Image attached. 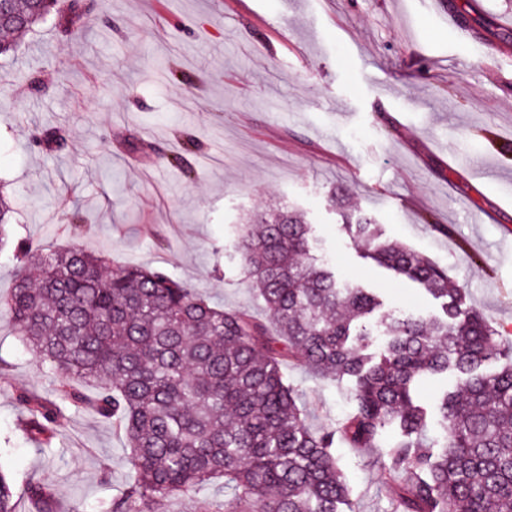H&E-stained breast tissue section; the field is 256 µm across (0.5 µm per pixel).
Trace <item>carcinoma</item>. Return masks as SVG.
<instances>
[{"label": "carcinoma", "mask_w": 512, "mask_h": 512, "mask_svg": "<svg viewBox=\"0 0 512 512\" xmlns=\"http://www.w3.org/2000/svg\"><path fill=\"white\" fill-rule=\"evenodd\" d=\"M50 16L72 33L89 20L75 0H3L0 56L15 51L13 36ZM32 141L64 145L56 127ZM15 214L12 194L0 188L1 246ZM344 226L365 257L442 300L444 317L372 322L376 295L336 281L298 209L253 214L237 232L235 254L270 328L208 303L158 268L114 267L102 253L18 240L20 266L4 308L58 379L54 400L18 396L27 437L52 447L68 408L115 418L135 479L106 512H179L171 504L185 500L195 512H338L349 489L329 451L335 436L372 448L395 427L402 440L383 475L400 512H512V352L446 268L381 239L369 217L347 213ZM378 331L387 341L370 355ZM498 355L508 361L482 369ZM287 359L353 379V408L339 431L308 426L282 372ZM450 370L461 381L439 406L444 435L435 442L413 387ZM216 479L224 499L198 498ZM0 512L61 510L50 480L18 489L1 473Z\"/></svg>", "instance_id": "cac0c4a2"}]
</instances>
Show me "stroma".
<instances>
[{
    "mask_svg": "<svg viewBox=\"0 0 512 512\" xmlns=\"http://www.w3.org/2000/svg\"><path fill=\"white\" fill-rule=\"evenodd\" d=\"M81 35L49 18L0 59V179L15 238L77 246L113 265L165 270L227 310L268 320L233 260L250 211L293 205L337 277L375 289L381 313L440 314L411 282L364 258L342 211L447 267L512 342V0H87ZM474 11L459 42L446 11ZM65 126L46 151L33 133ZM469 153L473 174L448 164ZM343 196L334 207L332 194ZM85 210L70 223L65 210ZM282 371L315 431L352 408L350 379ZM47 373L0 309V470L49 478L62 512H105L131 479L123 436L68 414L52 448L21 429L19 394L49 398ZM336 441L343 512H397L381 467L397 441Z\"/></svg>",
    "mask_w": 512,
    "mask_h": 512,
    "instance_id": "1",
    "label": "stroma"
}]
</instances>
